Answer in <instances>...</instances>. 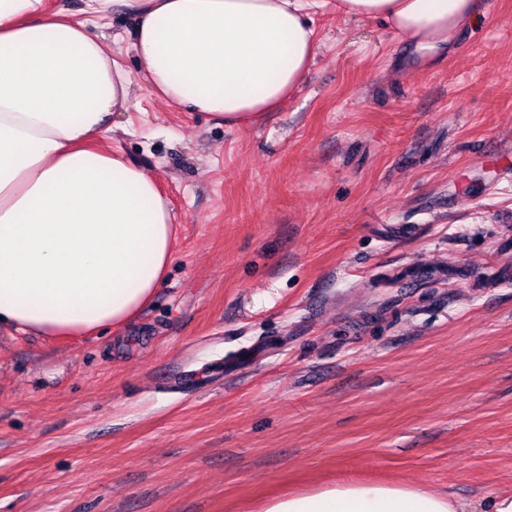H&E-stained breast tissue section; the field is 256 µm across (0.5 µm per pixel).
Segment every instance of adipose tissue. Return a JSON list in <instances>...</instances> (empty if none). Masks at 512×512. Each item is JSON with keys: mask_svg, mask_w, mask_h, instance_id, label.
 Instances as JSON below:
<instances>
[{"mask_svg": "<svg viewBox=\"0 0 512 512\" xmlns=\"http://www.w3.org/2000/svg\"><path fill=\"white\" fill-rule=\"evenodd\" d=\"M128 0H0V327L42 336L121 328L152 301L177 217L152 174L98 143L132 81L86 17ZM131 49L160 101L228 126L260 122L314 65L312 11L328 0H135ZM378 20L422 58L448 52L475 0H335ZM256 512H512L407 484L342 480L260 502Z\"/></svg>", "mask_w": 512, "mask_h": 512, "instance_id": "obj_1", "label": "adipose tissue"}]
</instances>
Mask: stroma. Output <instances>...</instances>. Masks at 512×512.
<instances>
[{
    "label": "stroma",
    "mask_w": 512,
    "mask_h": 512,
    "mask_svg": "<svg viewBox=\"0 0 512 512\" xmlns=\"http://www.w3.org/2000/svg\"><path fill=\"white\" fill-rule=\"evenodd\" d=\"M477 12L426 63L331 2L252 126L167 109L122 52L104 141L170 198L172 263L121 331L0 330V512L512 491V0Z\"/></svg>",
    "instance_id": "stroma-1"
}]
</instances>
